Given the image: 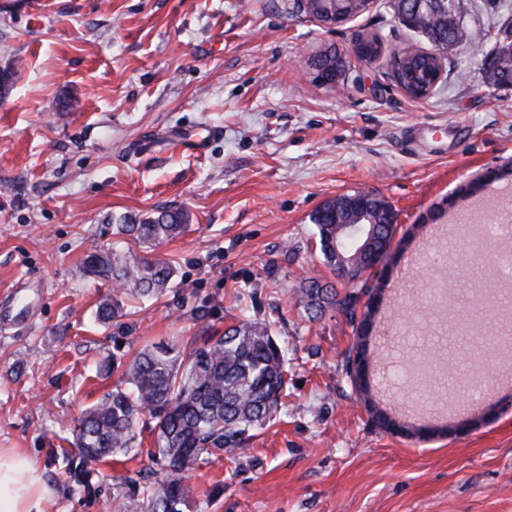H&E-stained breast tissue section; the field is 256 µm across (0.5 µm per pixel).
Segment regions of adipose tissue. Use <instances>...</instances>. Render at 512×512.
Returning a JSON list of instances; mask_svg holds the SVG:
<instances>
[{"mask_svg": "<svg viewBox=\"0 0 512 512\" xmlns=\"http://www.w3.org/2000/svg\"><path fill=\"white\" fill-rule=\"evenodd\" d=\"M42 476L24 454L0 448V512H44Z\"/></svg>", "mask_w": 512, "mask_h": 512, "instance_id": "adipose-tissue-1", "label": "adipose tissue"}]
</instances>
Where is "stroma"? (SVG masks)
Here are the masks:
<instances>
[{"mask_svg": "<svg viewBox=\"0 0 512 512\" xmlns=\"http://www.w3.org/2000/svg\"><path fill=\"white\" fill-rule=\"evenodd\" d=\"M456 14L481 38L512 25V0H457ZM373 35L381 57H354ZM428 45L389 0L335 29L296 0H0V302L30 316L0 321V448L35 461L46 512H148L143 486L162 469L148 427L143 453L95 463L87 490L63 479L66 427L119 382L98 376L99 360L242 317L287 347L286 394L247 448L191 467L182 512H512V380L465 362L412 389L402 366L443 341L465 352L434 295L444 286L475 307L499 248L481 228L512 220V176L461 192L512 164V82L492 74L491 41L466 42L449 49L436 92L411 99L392 55ZM328 48L351 55L347 92L315 78L310 62ZM191 131L202 151L178 146ZM361 189L398 214L400 249L374 272L371 385L407 435L378 428L346 382L347 318L309 319L299 301L311 278L348 291L310 216ZM161 207L189 216L157 250L176 269L171 288L97 324L104 289L87 253L111 248L113 218ZM461 404L490 420L453 438L414 433Z\"/></svg>", "mask_w": 512, "mask_h": 512, "instance_id": "35a3bbf8", "label": "stroma"}]
</instances>
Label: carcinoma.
<instances>
[{
	"label": "carcinoma",
	"instance_id": "1",
	"mask_svg": "<svg viewBox=\"0 0 512 512\" xmlns=\"http://www.w3.org/2000/svg\"><path fill=\"white\" fill-rule=\"evenodd\" d=\"M438 68L427 56L396 61V71L411 79L414 71ZM392 206L385 202L373 215L379 221L378 235L393 237L395 227L386 223ZM310 217L320 250L333 270L339 269L336 232L326 216ZM188 216L179 209L163 208L142 219L121 216L113 220L116 234L129 240L122 250H99L87 260L94 279L112 287L102 295L94 311L96 321L108 324L123 316L124 299H153L171 282L174 268L159 256L148 257L137 248L155 249L186 229ZM367 281L339 295L317 280L300 289V302L313 317L327 308H337L354 321ZM286 358L266 325L248 319L226 328L220 336H204L191 349L173 339L143 347L122 363L105 358L97 372L108 376L121 371L124 385L86 407L69 428L81 463L66 469L75 483L86 486L90 462L137 452V425L154 422L157 439L149 454L161 460L164 473L147 488L151 512H180L184 500L183 473L202 454L229 457L247 447L257 430L273 420L286 388Z\"/></svg>",
	"mask_w": 512,
	"mask_h": 512
}]
</instances>
